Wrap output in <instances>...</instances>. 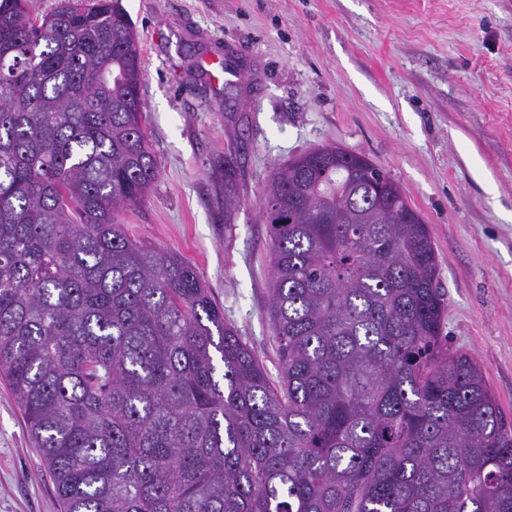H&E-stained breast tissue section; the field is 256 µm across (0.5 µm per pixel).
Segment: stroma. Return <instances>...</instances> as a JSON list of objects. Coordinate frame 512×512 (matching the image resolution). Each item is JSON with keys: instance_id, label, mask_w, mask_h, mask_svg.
Masks as SVG:
<instances>
[{"instance_id": "obj_1", "label": "stroma", "mask_w": 512, "mask_h": 512, "mask_svg": "<svg viewBox=\"0 0 512 512\" xmlns=\"http://www.w3.org/2000/svg\"><path fill=\"white\" fill-rule=\"evenodd\" d=\"M138 35L142 125L159 176L127 235L195 267L269 373L276 166L335 144L403 188L438 258L452 351L512 422V0H122ZM223 59L218 81L203 60ZM245 175L224 221V157ZM0 512H62L0 381Z\"/></svg>"}]
</instances>
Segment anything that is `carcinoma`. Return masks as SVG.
I'll return each instance as SVG.
<instances>
[{
    "label": "carcinoma",
    "mask_w": 512,
    "mask_h": 512,
    "mask_svg": "<svg viewBox=\"0 0 512 512\" xmlns=\"http://www.w3.org/2000/svg\"><path fill=\"white\" fill-rule=\"evenodd\" d=\"M140 84L121 0H0V376L63 512H512V423L400 185L338 145L271 173L274 380L118 220L158 176Z\"/></svg>",
    "instance_id": "1"
}]
</instances>
